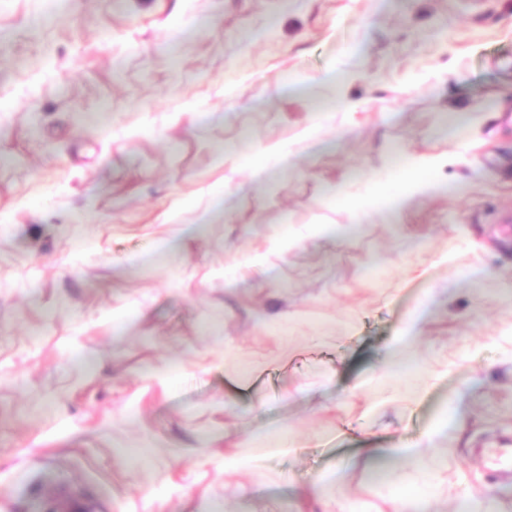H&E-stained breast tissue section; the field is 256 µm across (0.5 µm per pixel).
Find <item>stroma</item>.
<instances>
[{
  "label": "stroma",
  "instance_id": "obj_1",
  "mask_svg": "<svg viewBox=\"0 0 512 512\" xmlns=\"http://www.w3.org/2000/svg\"><path fill=\"white\" fill-rule=\"evenodd\" d=\"M506 440L512 0H0V512H512ZM408 448H378L374 452H392L399 454L403 457L405 463L414 468L415 470H421L429 457L428 453L431 449L429 441H419Z\"/></svg>",
  "mask_w": 512,
  "mask_h": 512
}]
</instances>
